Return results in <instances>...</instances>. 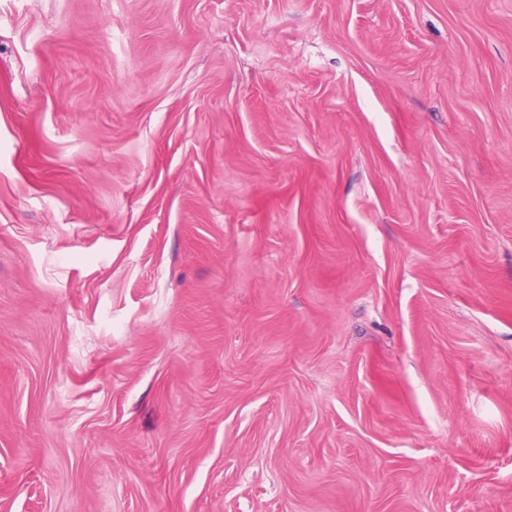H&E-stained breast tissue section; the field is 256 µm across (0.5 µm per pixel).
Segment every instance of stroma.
I'll return each mask as SVG.
<instances>
[{
    "label": "stroma",
    "instance_id": "stroma-1",
    "mask_svg": "<svg viewBox=\"0 0 512 512\" xmlns=\"http://www.w3.org/2000/svg\"><path fill=\"white\" fill-rule=\"evenodd\" d=\"M0 512H512V0H0Z\"/></svg>",
    "mask_w": 512,
    "mask_h": 512
}]
</instances>
